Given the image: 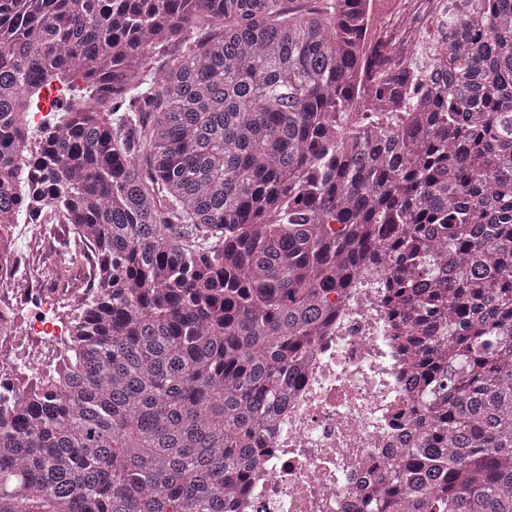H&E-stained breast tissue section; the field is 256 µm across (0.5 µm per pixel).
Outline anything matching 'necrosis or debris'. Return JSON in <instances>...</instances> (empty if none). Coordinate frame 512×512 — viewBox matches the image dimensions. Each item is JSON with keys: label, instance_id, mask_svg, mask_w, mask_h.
Listing matches in <instances>:
<instances>
[{"label": "necrosis or debris", "instance_id": "necrosis-or-debris-1", "mask_svg": "<svg viewBox=\"0 0 512 512\" xmlns=\"http://www.w3.org/2000/svg\"><path fill=\"white\" fill-rule=\"evenodd\" d=\"M389 278L384 267L361 275L316 336L298 383L258 439L260 462L235 494L234 512H342L344 502L365 500L395 463L416 419L403 386L412 357L382 289ZM36 293L30 279L0 278V295L36 307L18 328L0 330L1 348H14L22 336L69 343L37 307Z\"/></svg>", "mask_w": 512, "mask_h": 512}]
</instances>
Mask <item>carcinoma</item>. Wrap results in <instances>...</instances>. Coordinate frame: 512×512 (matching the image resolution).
I'll return each mask as SVG.
<instances>
[{"instance_id":"cac0c4a2","label":"carcinoma","mask_w":512,"mask_h":512,"mask_svg":"<svg viewBox=\"0 0 512 512\" xmlns=\"http://www.w3.org/2000/svg\"><path fill=\"white\" fill-rule=\"evenodd\" d=\"M288 2L0 0V270L21 212L91 269L0 421V512H231L381 259L419 435L371 512H512V0H438L421 60L373 0Z\"/></svg>"}]
</instances>
